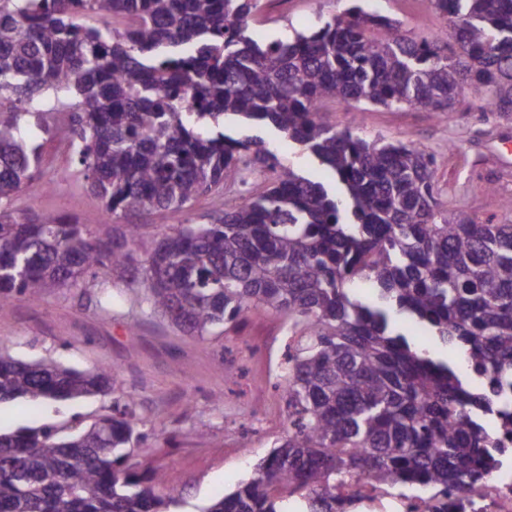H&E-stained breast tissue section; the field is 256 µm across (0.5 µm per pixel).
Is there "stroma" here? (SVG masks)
<instances>
[{
  "label": "stroma",
  "mask_w": 512,
  "mask_h": 512,
  "mask_svg": "<svg viewBox=\"0 0 512 512\" xmlns=\"http://www.w3.org/2000/svg\"><path fill=\"white\" fill-rule=\"evenodd\" d=\"M351 0H261L249 32L261 42L304 31ZM380 12L401 22L413 37L453 41L452 17L428 0H380ZM326 119L368 141L418 143L437 157L441 199L478 224H512V114L485 111L474 93L459 94L451 122L422 109L361 110L339 100ZM54 133L27 123L26 141L42 144L43 166L17 193L16 215L49 213L105 232L103 203L79 172L63 132L66 118L51 115ZM227 135L256 137L303 175L328 180V172L274 127L228 119ZM0 343L13 358L54 360L80 370L116 369L107 394L89 399L32 404L0 403V430L51 425L62 432L82 427L133 399L141 438L140 469L158 473L159 490H175V512H201L232 493L288 431V411L276 385L286 367L289 330L279 314L256 309L235 328L187 336L156 312L140 281L112 271L87 276L70 288L33 301L16 297L0 307Z\"/></svg>",
  "instance_id": "35a3bbf8"
}]
</instances>
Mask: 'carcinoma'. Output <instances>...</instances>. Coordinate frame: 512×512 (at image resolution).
Segmentation results:
<instances>
[{"label": "carcinoma", "mask_w": 512, "mask_h": 512, "mask_svg": "<svg viewBox=\"0 0 512 512\" xmlns=\"http://www.w3.org/2000/svg\"><path fill=\"white\" fill-rule=\"evenodd\" d=\"M430 2L454 19V44L410 37L360 4L258 42L247 34L258 0H0V303L142 267L148 302L191 336L256 308L288 317L287 435L203 512H345L336 482L351 472L438 499L484 479L490 434L461 409L491 415L494 401L413 349L395 316L512 386V224L448 208L424 147L369 142L320 112L341 99L449 122L466 88L512 112V0ZM47 112L69 117L72 153L107 216L154 211L178 218L173 231L148 240L120 224L100 237L48 214L14 216L42 162L21 126ZM228 117L272 125L336 185L228 137ZM236 185L247 187L239 204L206 224L184 219L197 197ZM361 279L375 297L356 292ZM116 376L0 346V402L87 398ZM136 426L129 401L66 435L0 433V512H169L176 492L137 471Z\"/></svg>", "instance_id": "obj_1"}]
</instances>
